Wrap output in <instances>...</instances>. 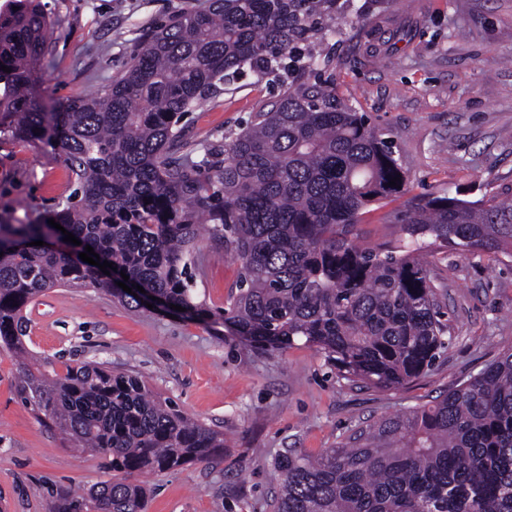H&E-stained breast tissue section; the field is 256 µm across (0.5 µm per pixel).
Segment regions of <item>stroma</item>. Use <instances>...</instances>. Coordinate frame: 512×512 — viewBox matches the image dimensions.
<instances>
[{
    "mask_svg": "<svg viewBox=\"0 0 512 512\" xmlns=\"http://www.w3.org/2000/svg\"><path fill=\"white\" fill-rule=\"evenodd\" d=\"M55 44L42 62L44 100L97 91L156 27L209 0H43ZM323 39L331 65L309 78L365 113L394 142L409 195L512 194V0H389L364 27L346 18ZM277 89L247 75L184 116L205 151L237 131ZM62 157L29 140L0 143V216L34 219L74 191ZM398 197L369 214L359 242L396 241ZM451 340L417 380L376 389L342 379L303 341L261 351L228 329L131 311L91 286L57 287L30 302L25 346L45 370L98 362L141 375L157 395L223 432L224 455L144 476L146 512H272L271 463L317 455L352 431L422 407L512 348V257L431 249ZM194 289L223 307L239 265L220 241L198 244ZM18 364L0 347V512H47L57 492H83L111 472L17 392Z\"/></svg>",
    "mask_w": 512,
    "mask_h": 512,
    "instance_id": "obj_1",
    "label": "stroma"
}]
</instances>
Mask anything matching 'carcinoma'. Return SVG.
I'll return each instance as SVG.
<instances>
[{
    "label": "carcinoma",
    "instance_id": "cac0c4a2",
    "mask_svg": "<svg viewBox=\"0 0 512 512\" xmlns=\"http://www.w3.org/2000/svg\"><path fill=\"white\" fill-rule=\"evenodd\" d=\"M12 2L0 15V142L52 146L76 189L45 216L0 220L1 347L27 355L23 311L55 287L91 285L145 309L99 267L31 245L61 234L50 219L185 308L180 316L276 350L301 339L341 378L377 389L418 378L445 347L428 244L512 256V199L496 196L415 197L396 244L356 242L367 209L402 194L407 178L392 141L305 79L317 60L331 62L311 39L333 29L338 0H211L143 39L100 91L49 106L37 89L51 18L41 0ZM251 72L280 85L277 99L197 159L182 116ZM204 232L239 263L236 291L216 310L197 301L189 273ZM18 393L112 470L86 494H58L52 512H145L147 490L132 475L224 456V433L133 373L27 365ZM272 468L273 512H512V350L430 404L382 417L317 458L280 455Z\"/></svg>",
    "mask_w": 512,
    "mask_h": 512
}]
</instances>
